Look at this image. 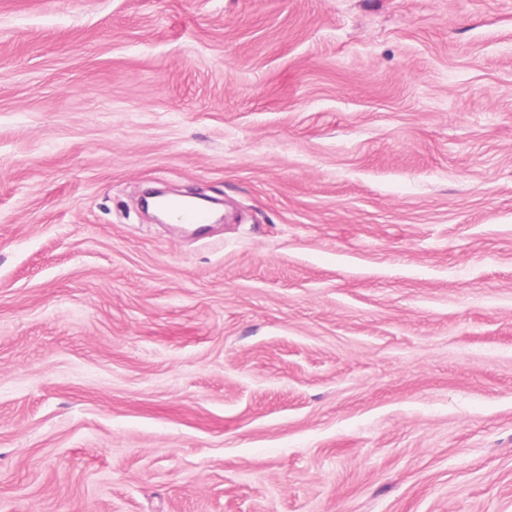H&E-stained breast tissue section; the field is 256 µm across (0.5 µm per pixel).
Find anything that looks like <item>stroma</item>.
<instances>
[{
  "label": "stroma",
  "instance_id": "obj_1",
  "mask_svg": "<svg viewBox=\"0 0 512 512\" xmlns=\"http://www.w3.org/2000/svg\"><path fill=\"white\" fill-rule=\"evenodd\" d=\"M0 512H512V0H0ZM167 210L178 224H205L206 215L203 210L188 205L181 200L172 199L166 203Z\"/></svg>",
  "mask_w": 512,
  "mask_h": 512
}]
</instances>
